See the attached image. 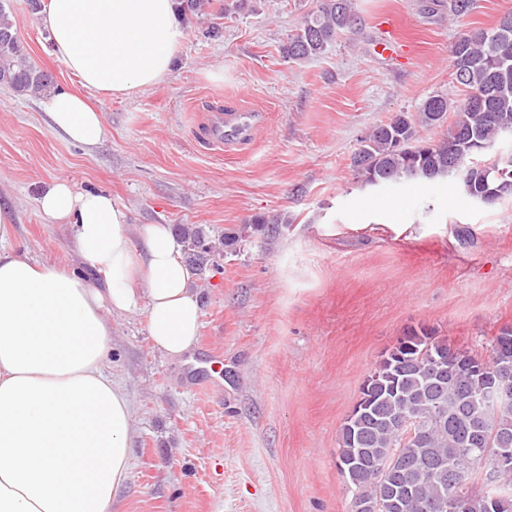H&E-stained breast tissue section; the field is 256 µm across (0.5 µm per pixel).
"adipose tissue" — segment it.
<instances>
[{
  "label": "adipose tissue",
  "instance_id": "obj_1",
  "mask_svg": "<svg viewBox=\"0 0 512 512\" xmlns=\"http://www.w3.org/2000/svg\"><path fill=\"white\" fill-rule=\"evenodd\" d=\"M43 23L52 55L86 90L50 93L46 116L86 147L106 135L87 93L158 84L185 36L177 0H49ZM38 203L45 223L70 226L85 272L15 253L0 212V512H112L129 478L132 408L104 369L106 316L146 306L156 348L177 358L198 336L199 299L165 225L133 241L116 199L65 182Z\"/></svg>",
  "mask_w": 512,
  "mask_h": 512
}]
</instances>
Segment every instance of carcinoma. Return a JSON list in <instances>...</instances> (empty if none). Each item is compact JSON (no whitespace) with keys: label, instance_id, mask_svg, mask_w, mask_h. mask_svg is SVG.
<instances>
[{"label":"carcinoma","instance_id":"obj_1","mask_svg":"<svg viewBox=\"0 0 512 512\" xmlns=\"http://www.w3.org/2000/svg\"><path fill=\"white\" fill-rule=\"evenodd\" d=\"M476 8L475 0H448V17L458 19ZM490 28L460 32L452 46L449 68L460 97H427L415 112H399L359 140L351 166L367 184L400 185L460 181L471 200L498 196V162L466 160L485 153L486 146L512 130V12ZM359 23L353 0H321L306 15L283 46V57L305 61L323 54L336 37ZM0 83L21 94L45 89L47 76L25 62L23 47L9 12L0 4ZM443 128L442 139L431 142L421 129ZM188 261L201 271L212 247L200 233L190 236ZM450 350L448 339L425 333L397 360H382L378 389L393 391L368 401V412L357 424L346 420L339 432L336 467L350 459L363 468L383 459L395 465L378 482L361 474L344 477L349 512H377L376 505L396 491L408 492L385 512H448L453 497L462 499L460 512H512V466L488 467L489 448H512V338H493L485 363L490 370L509 363L499 386L508 396L491 403L479 400L486 379H463L440 371L427 360L437 348Z\"/></svg>","mask_w":512,"mask_h":512}]
</instances>
